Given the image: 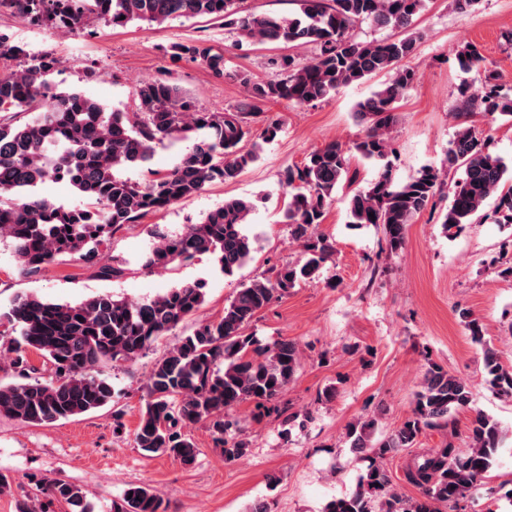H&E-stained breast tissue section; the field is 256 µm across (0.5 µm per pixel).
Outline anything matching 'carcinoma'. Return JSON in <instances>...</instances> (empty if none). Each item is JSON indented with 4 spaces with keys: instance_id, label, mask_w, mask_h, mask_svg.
I'll use <instances>...</instances> for the list:
<instances>
[{
    "instance_id": "obj_1",
    "label": "carcinoma",
    "mask_w": 512,
    "mask_h": 512,
    "mask_svg": "<svg viewBox=\"0 0 512 512\" xmlns=\"http://www.w3.org/2000/svg\"><path fill=\"white\" fill-rule=\"evenodd\" d=\"M295 16L250 13L239 16L240 0H0L35 24L77 28L94 15L114 26L133 21L164 23L172 18L215 17L238 27L242 37L257 44H311L317 57L302 64L291 55L271 59L272 78L255 81L249 75L224 69V55L202 43L179 44L174 56L203 61L215 74L236 80L248 91L249 101L222 112L198 109L176 87L162 80L143 82L137 90L138 111H107L98 100L78 91L58 92L47 76L57 60L51 55L28 56L5 44L15 67L0 70V113L33 112L20 126L0 122V239L10 240L20 271L41 275L61 258L69 257L96 269L103 279L116 278L124 269L103 262L106 247L117 230L137 223L149 213L186 201L208 185L232 182L258 158L240 144L250 135L249 117L259 102L302 106L321 101L342 87L380 73L391 80L356 105L355 116L367 129L349 148L332 142L313 151L303 166L288 167L282 184L288 188L284 217L291 236L302 243L303 263L272 269V275L254 279L238 289L224 305V314L203 322L154 364L147 399L135 430L137 447L163 453L191 465L197 457L193 440L181 433L184 424L213 420L224 435L232 422L224 414L245 402L260 410L279 398L300 366L297 344L281 339L271 345L244 334V329L275 299L302 281L312 279L333 254L329 239L317 232L337 186L348 173L354 152L364 161L378 162L393 152L396 104L414 82V72L403 64L419 35L402 39L361 42L354 27L371 21L396 29L409 27L426 0H299ZM461 64L484 66L480 49L469 44L459 52ZM491 71L467 96L460 117L474 108L512 117V96L498 92ZM164 139H191L192 146L165 173H153L143 183L122 175L130 167L147 164L153 145ZM462 169L451 187L443 215L446 230L469 224L488 201L501 224H512V165L490 152L488 140L462 122L448 150V168ZM47 180L67 182L86 204L67 208L35 192ZM443 186L442 172L422 168L404 184H396L385 169L368 189L347 200L349 223L382 228L386 243L398 250L414 217L436 206ZM253 203L229 198L198 223L178 233L155 225L148 230L152 244L142 259L147 269L209 254L230 275L255 251L256 238L245 232ZM206 284L184 282L164 293L138 301L116 299L104 293L77 303L45 301L32 294L16 296L0 314L16 336L7 341L9 367L17 381L0 383V416L22 424H50L96 411L112 403L109 377L91 374L105 362H133L160 337L175 329L204 303ZM472 341L483 348L490 385L512 398V368L502 364L497 351L484 342L481 325L470 323ZM35 352L50 364V373L38 375L27 353ZM473 393L463 379L429 363L412 414L391 434L373 439L375 421L353 423L351 447L365 454L368 465L361 488L330 501L324 512H442L440 506L457 503L492 466L503 439L498 421L472 410ZM473 411L472 445L466 451L450 444L417 456L406 472L419 490L409 502L391 489L382 462L388 455L416 445L423 429L446 427L462 411ZM36 496L42 508L19 507V512H50L64 502L73 512H88L81 487L63 480L41 481ZM112 512H165L163 501L151 489L129 485Z\"/></svg>"
}]
</instances>
